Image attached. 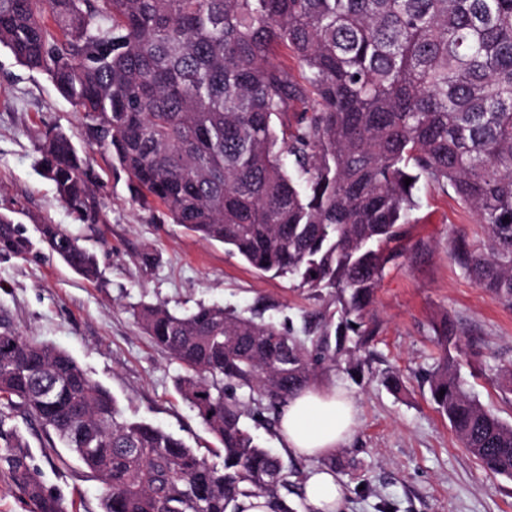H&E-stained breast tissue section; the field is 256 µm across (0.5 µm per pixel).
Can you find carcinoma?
Masks as SVG:
<instances>
[{
	"label": "carcinoma",
	"instance_id": "obj_1",
	"mask_svg": "<svg viewBox=\"0 0 512 512\" xmlns=\"http://www.w3.org/2000/svg\"><path fill=\"white\" fill-rule=\"evenodd\" d=\"M0 45L45 73L84 114L137 197L275 276L327 289L304 341L218 305L134 311L183 368L175 385L221 444L214 458L123 417L108 389L65 350L0 331V462L30 512H63L6 430L21 411L107 486L102 512H243L264 497L297 512L305 473L287 472L246 423L276 415L319 366L378 334L370 316L423 180L452 188L488 233L485 251L453 239L480 288L512 303V0H0ZM283 48L294 75L271 56ZM311 99V111L295 104ZM40 163L59 198L96 220L87 157L49 133ZM412 182L405 184V179ZM40 242L87 280L94 256L56 224ZM33 246L0 215V253ZM447 349L456 332L435 329ZM430 397L463 448L512 479V426L465 388L443 355Z\"/></svg>",
	"mask_w": 512,
	"mask_h": 512
}]
</instances>
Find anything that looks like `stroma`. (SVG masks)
Instances as JSON below:
<instances>
[{
  "label": "stroma",
  "mask_w": 512,
  "mask_h": 512,
  "mask_svg": "<svg viewBox=\"0 0 512 512\" xmlns=\"http://www.w3.org/2000/svg\"><path fill=\"white\" fill-rule=\"evenodd\" d=\"M50 131L66 133L89 157L98 221L80 219L45 176L39 144ZM110 162L83 114L47 76L0 46V213L35 241L37 224L61 226L95 255L101 273L87 281L37 241L27 256L0 254V323L63 348L110 390L126 417L159 426L205 455L218 443L176 392L181 367L143 333L135 309L162 304L187 313L219 304L243 311L263 304L266 318L303 339L308 315L332 306L333 298L291 277L260 274L223 244L175 224L162 205H142ZM416 195L404 250L374 297L373 356L359 378L340 366L316 379L320 386L340 384L358 407L355 432L335 455L347 488L341 512H512V480L485 471L462 447L425 380L443 353L434 329L449 320L457 335L445 353L458 361L471 395L512 424V393L496 378L499 365L512 363V305L478 288L451 257L457 235L484 244L476 215L453 191L422 181ZM392 373L399 389L386 382ZM9 426L25 438L28 464L68 512H102L106 486L68 448L48 446L41 427L23 416Z\"/></svg>",
  "instance_id": "obj_1"
}]
</instances>
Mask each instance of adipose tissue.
Returning a JSON list of instances; mask_svg holds the SVG:
<instances>
[{"instance_id":"1","label":"adipose tissue","mask_w":512,"mask_h":512,"mask_svg":"<svg viewBox=\"0 0 512 512\" xmlns=\"http://www.w3.org/2000/svg\"><path fill=\"white\" fill-rule=\"evenodd\" d=\"M280 433L289 454L301 458H328L350 440L357 420V403L343 389L309 386L280 409ZM345 487L333 472L309 473L304 495L311 512H339Z\"/></svg>"}]
</instances>
